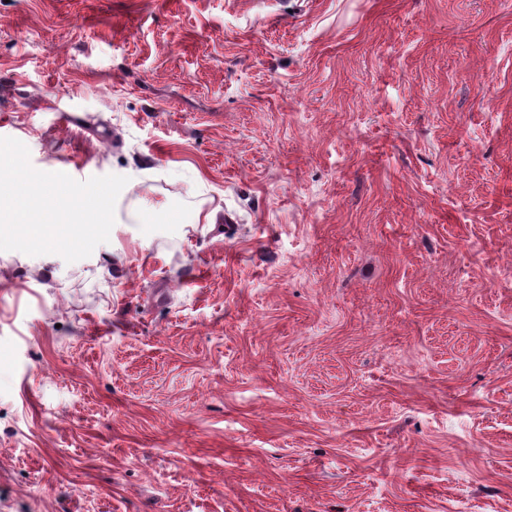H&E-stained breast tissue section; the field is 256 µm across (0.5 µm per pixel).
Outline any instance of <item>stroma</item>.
Masks as SVG:
<instances>
[{
	"instance_id": "obj_1",
	"label": "stroma",
	"mask_w": 512,
	"mask_h": 512,
	"mask_svg": "<svg viewBox=\"0 0 512 512\" xmlns=\"http://www.w3.org/2000/svg\"><path fill=\"white\" fill-rule=\"evenodd\" d=\"M0 137V512H512V0H0Z\"/></svg>"
}]
</instances>
